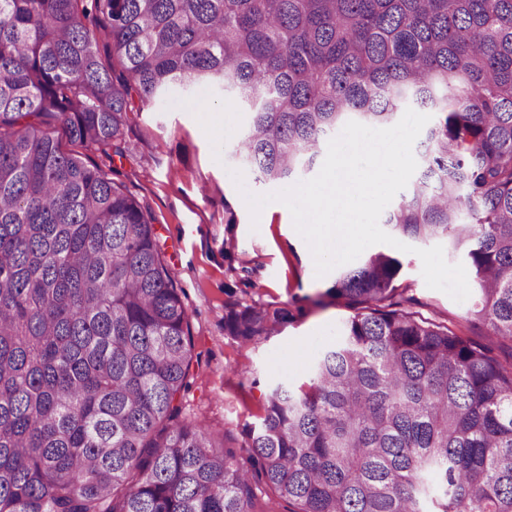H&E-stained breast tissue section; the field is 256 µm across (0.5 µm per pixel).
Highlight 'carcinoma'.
Returning <instances> with one entry per match:
<instances>
[{
	"mask_svg": "<svg viewBox=\"0 0 512 512\" xmlns=\"http://www.w3.org/2000/svg\"><path fill=\"white\" fill-rule=\"evenodd\" d=\"M200 87L248 106L236 155L279 184L349 121L434 113L383 225L465 252L507 349L401 307L375 252L247 445L179 422L188 316L154 224L44 124L121 155L135 103ZM287 316L232 309L224 332ZM261 484L297 512H512V0H0V512H259Z\"/></svg>",
	"mask_w": 512,
	"mask_h": 512,
	"instance_id": "carcinoma-1",
	"label": "carcinoma"
}]
</instances>
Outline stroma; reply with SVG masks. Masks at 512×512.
<instances>
[{
	"instance_id": "1",
	"label": "stroma",
	"mask_w": 512,
	"mask_h": 512,
	"mask_svg": "<svg viewBox=\"0 0 512 512\" xmlns=\"http://www.w3.org/2000/svg\"><path fill=\"white\" fill-rule=\"evenodd\" d=\"M248 121L246 108L220 103L213 89L175 93L133 114L123 156L89 154L150 213L186 306L192 367L179 418L226 433L234 448L245 444L244 426L258 425L264 414L261 392L308 382L312 361L339 339L352 314L330 293L333 275L316 277L284 204H268L267 218L252 223L243 192L273 187L248 173L239 188L230 176L240 167L234 149ZM398 258L396 302L499 346L488 326L469 322L471 301L428 288L416 254ZM254 304L286 308L291 318L254 342L226 335L225 312Z\"/></svg>"
}]
</instances>
